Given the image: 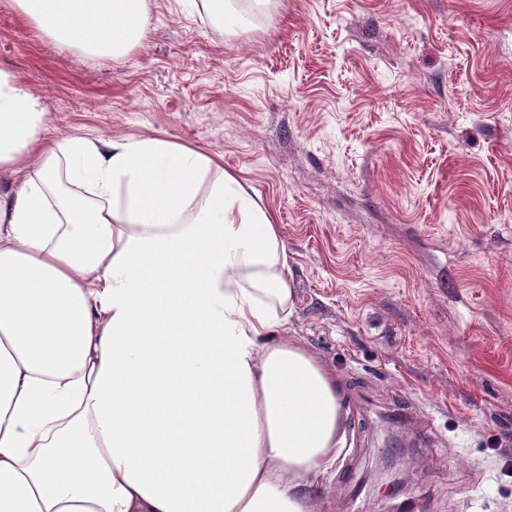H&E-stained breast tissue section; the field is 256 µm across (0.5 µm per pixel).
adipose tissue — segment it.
Returning <instances> with one entry per match:
<instances>
[{
  "mask_svg": "<svg viewBox=\"0 0 512 512\" xmlns=\"http://www.w3.org/2000/svg\"><path fill=\"white\" fill-rule=\"evenodd\" d=\"M272 0H193L222 29ZM123 58L150 0H13ZM0 69V512H317L336 374L281 336L288 255L251 187L158 137L51 145Z\"/></svg>",
  "mask_w": 512,
  "mask_h": 512,
  "instance_id": "ef3b65f1",
  "label": "adipose tissue"
}]
</instances>
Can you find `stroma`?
<instances>
[{"mask_svg": "<svg viewBox=\"0 0 512 512\" xmlns=\"http://www.w3.org/2000/svg\"><path fill=\"white\" fill-rule=\"evenodd\" d=\"M119 60L0 0V69L47 137L219 158L288 248L285 336L336 372L319 512H512V0H276L228 34L152 0ZM402 480L374 483L381 462Z\"/></svg>", "mask_w": 512, "mask_h": 512, "instance_id": "1", "label": "stroma"}]
</instances>
